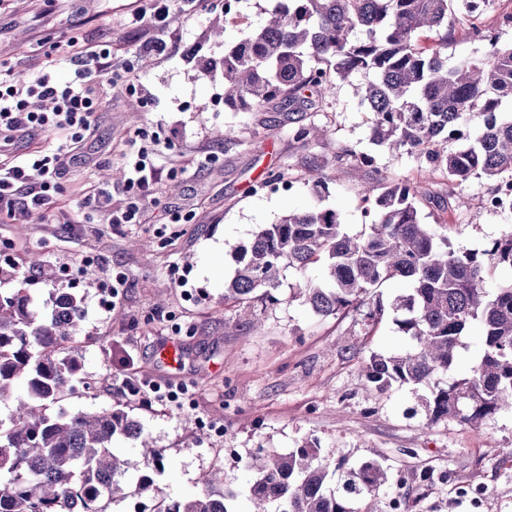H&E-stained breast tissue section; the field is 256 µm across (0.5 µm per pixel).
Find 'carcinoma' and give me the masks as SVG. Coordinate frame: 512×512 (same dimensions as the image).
<instances>
[{
	"label": "carcinoma",
	"instance_id": "carcinoma-1",
	"mask_svg": "<svg viewBox=\"0 0 512 512\" xmlns=\"http://www.w3.org/2000/svg\"><path fill=\"white\" fill-rule=\"evenodd\" d=\"M284 0L267 24L249 37L229 40L224 55L201 61L224 81V106L232 111L270 108L315 110L326 106L336 85L357 79V94L371 113L370 140L383 151L422 158L450 182H491L488 199L509 211L503 181L512 179V45L489 38L479 59L448 65V34L471 26L469 0ZM479 118L476 135L467 130ZM316 124L294 130L299 141L320 140ZM453 148H448V143ZM338 169L361 170L369 156L341 145L331 159ZM369 224L359 235L344 231L330 209L292 212L255 232L237 252V268L224 299L244 308L279 304L280 274H301L322 262L324 282L305 285L304 304L318 317L356 311L363 335L375 334L389 316L409 347L372 351L363 362L378 392L393 386L430 387L422 407L431 422L456 419L475 428L503 408L512 410V283L486 285V269L512 270V233L482 250L450 248L448 239L422 222L418 182L383 178L360 185ZM392 280L411 287L384 303L377 288ZM84 321L82 302L61 291L41 316L24 288L0 291V512H110L125 494V477L137 476L135 492L154 485L165 456L138 421L121 409L51 412L72 391L81 369L75 342ZM482 332V351L467 374L438 379L455 367L464 332ZM140 441L141 457L116 453L114 441ZM336 449L307 442L288 453L266 451L252 458L255 476L244 489L224 484L212 471L205 488L182 498L163 497L164 512H359L353 502L382 488L410 512L402 484L378 462L357 467L340 458L339 479L328 483L323 461Z\"/></svg>",
	"mask_w": 512,
	"mask_h": 512
}]
</instances>
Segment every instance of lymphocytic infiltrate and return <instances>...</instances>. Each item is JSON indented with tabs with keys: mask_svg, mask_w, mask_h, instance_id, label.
Returning a JSON list of instances; mask_svg holds the SVG:
<instances>
[{
	"mask_svg": "<svg viewBox=\"0 0 512 512\" xmlns=\"http://www.w3.org/2000/svg\"><path fill=\"white\" fill-rule=\"evenodd\" d=\"M129 20L131 25H146L153 31L152 37L143 41L142 50L169 53L175 23L170 0H149L147 7L132 12ZM61 55L72 61L71 77L66 81L56 75L55 59ZM44 56L45 67L23 82L15 80L9 67L0 62V219L13 221L58 202L66 163L78 155L96 112L103 106L101 89L119 76L112 68V47L107 43H54ZM43 134L54 135V142L18 155L5 151L19 137ZM134 137L125 156L124 205L109 209L110 187L88 184L79 223H89L93 211L99 209L105 210L106 223H141L162 174L158 161L170 143L147 139L140 130Z\"/></svg>",
	"mask_w": 512,
	"mask_h": 512,
	"instance_id": "lymphocytic-infiltrate-1",
	"label": "lymphocytic infiltrate"
}]
</instances>
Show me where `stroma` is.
<instances>
[{"label":"stroma","mask_w":512,"mask_h":512,"mask_svg":"<svg viewBox=\"0 0 512 512\" xmlns=\"http://www.w3.org/2000/svg\"><path fill=\"white\" fill-rule=\"evenodd\" d=\"M144 0H15L0 14V61L15 79L25 80L43 63L42 42L72 38L107 41L115 68L131 67L138 92L115 81L104 89V105L86 135L83 150L66 166L61 205L42 221L0 222V268L25 278L34 306L50 312L52 296L64 290L83 299L85 320L78 343L82 366L63 405L73 412L122 408L135 417L154 448L164 452V472L155 490L113 499L111 512H140L157 497L179 498L202 487L213 466L226 481L245 484L257 449L289 452L306 441L336 448L353 464L376 461L404 483L412 512H512V412L486 419L480 428L456 420L428 423L422 400L427 387L403 386L376 393L362 374L373 350L404 346L391 319L363 337L359 316L351 312L320 318L305 305L301 287L319 282L322 265L306 274L286 270L275 305L255 303L261 320L252 326L225 300L224 284L234 275L235 248L247 245L265 224L291 211L332 209L347 233L366 222L358 186L361 179L408 178L422 183L424 223L437 226L451 246L480 250L512 232V214L478 207L488 185L472 179L457 185L431 173L417 157L390 156L369 138L370 116L353 85L339 84L321 112H233L224 107V84L198 70V56H220L222 43L209 35L214 18L225 15L224 0H173L177 31L171 52L141 54L137 45L148 28L130 26L131 12ZM278 0H239L230 15L231 38L258 30ZM328 127L320 141L294 140L302 124ZM230 127L237 138L213 139ZM143 129L171 141L157 199L139 224L113 226L103 217L70 224L86 184L113 171L112 203L120 190L129 136ZM347 145L372 157L361 174L328 169V187L316 194L309 184L314 166ZM265 189L256 184L265 177ZM469 206L447 208L449 197ZM135 240L143 249H132ZM50 265L45 279L41 265ZM122 268L128 285L116 307H105L103 286L113 268ZM181 351L177 365L160 362L168 345ZM132 351L144 379L182 382L192 393L180 409L140 405L124 387L120 359ZM94 387H86L88 379ZM208 417L224 430L222 445L198 438V421ZM235 456H226V449ZM426 469L447 470L452 478L429 486L418 476Z\"/></svg>","instance_id":"35a3bbf8"}]
</instances>
